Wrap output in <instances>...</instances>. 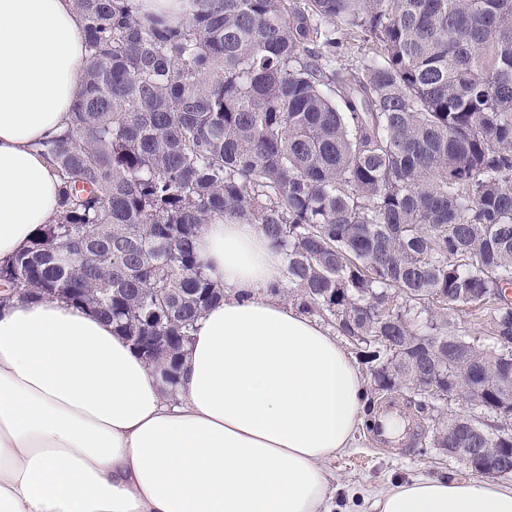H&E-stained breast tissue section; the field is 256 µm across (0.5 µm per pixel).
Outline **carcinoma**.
Returning <instances> with one entry per match:
<instances>
[{
	"instance_id": "1",
	"label": "carcinoma",
	"mask_w": 512,
	"mask_h": 512,
	"mask_svg": "<svg viewBox=\"0 0 512 512\" xmlns=\"http://www.w3.org/2000/svg\"><path fill=\"white\" fill-rule=\"evenodd\" d=\"M88 53L69 125L37 144L59 204L0 260V305L112 296L122 336L174 378L224 300L204 224H257L288 295L408 390L490 471L512 425V0H189L178 24L139 0H75ZM365 43L354 67L346 39ZM485 309L497 341L459 336ZM469 401L462 417L437 406ZM479 315H471L468 311L459 312L455 316L453 330L456 334L465 336H484L488 333V326L478 321L476 317Z\"/></svg>"
}]
</instances>
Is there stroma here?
<instances>
[{"mask_svg": "<svg viewBox=\"0 0 512 512\" xmlns=\"http://www.w3.org/2000/svg\"><path fill=\"white\" fill-rule=\"evenodd\" d=\"M396 402L398 415L406 422L404 440L383 447L362 428L353 447L329 461L339 486L333 499L335 512H371L374 494L394 477H468V470L459 460L430 447L432 423L417 412L411 394L397 395Z\"/></svg>", "mask_w": 512, "mask_h": 512, "instance_id": "35a3bbf8", "label": "stroma"}]
</instances>
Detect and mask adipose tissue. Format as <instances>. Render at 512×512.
Instances as JSON below:
<instances>
[{"mask_svg":"<svg viewBox=\"0 0 512 512\" xmlns=\"http://www.w3.org/2000/svg\"><path fill=\"white\" fill-rule=\"evenodd\" d=\"M85 56L74 0H0V260L57 210L36 145L68 121ZM197 250L224 299L172 383L88 309L0 306V512H330L326 463L366 421L360 370L279 299L257 225H204ZM372 508L512 512V482L398 478Z\"/></svg>","mask_w":512,"mask_h":512,"instance_id":"1","label":"adipose tissue"}]
</instances>
